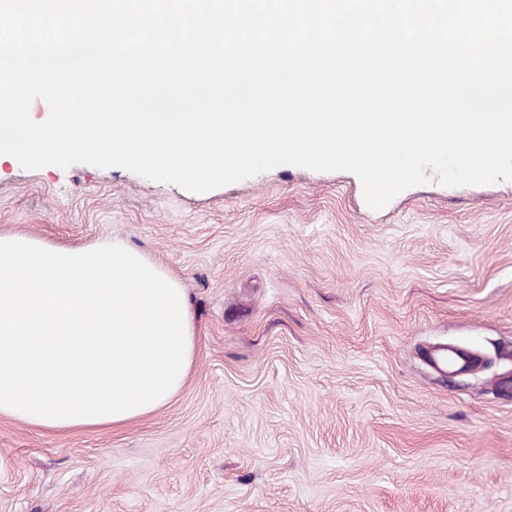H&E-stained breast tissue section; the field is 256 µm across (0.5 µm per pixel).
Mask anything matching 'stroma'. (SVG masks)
Here are the masks:
<instances>
[{
	"instance_id": "35a3bbf8",
	"label": "stroma",
	"mask_w": 512,
	"mask_h": 512,
	"mask_svg": "<svg viewBox=\"0 0 512 512\" xmlns=\"http://www.w3.org/2000/svg\"><path fill=\"white\" fill-rule=\"evenodd\" d=\"M0 232L118 239L183 284L181 392L120 431L0 419V512H512V182L281 165L198 193L0 163ZM492 358L447 377L428 348Z\"/></svg>"
}]
</instances>
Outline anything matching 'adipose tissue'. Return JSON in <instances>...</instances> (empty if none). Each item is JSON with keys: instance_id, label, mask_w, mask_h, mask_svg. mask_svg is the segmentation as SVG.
Here are the masks:
<instances>
[{"instance_id": "adipose-tissue-1", "label": "adipose tissue", "mask_w": 512, "mask_h": 512, "mask_svg": "<svg viewBox=\"0 0 512 512\" xmlns=\"http://www.w3.org/2000/svg\"><path fill=\"white\" fill-rule=\"evenodd\" d=\"M195 357L186 290L157 261L0 233V417L120 429L175 396Z\"/></svg>"}]
</instances>
